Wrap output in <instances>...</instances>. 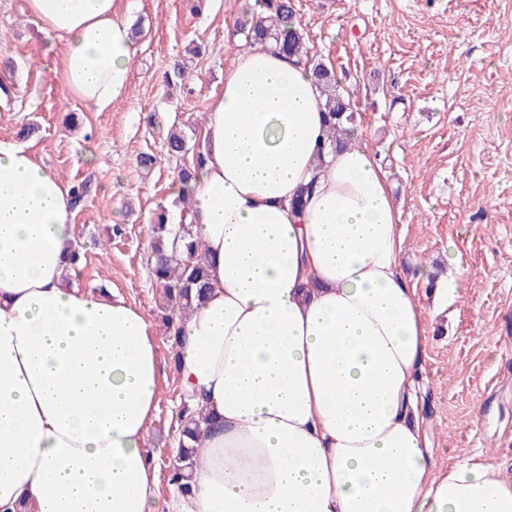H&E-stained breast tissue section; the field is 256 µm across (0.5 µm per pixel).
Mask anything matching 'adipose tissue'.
Wrapping results in <instances>:
<instances>
[{
    "instance_id": "obj_1",
    "label": "adipose tissue",
    "mask_w": 512,
    "mask_h": 512,
    "mask_svg": "<svg viewBox=\"0 0 512 512\" xmlns=\"http://www.w3.org/2000/svg\"><path fill=\"white\" fill-rule=\"evenodd\" d=\"M115 0H26L69 95L106 108L134 54ZM298 57L237 51L203 121L191 218L211 264L179 376L212 420L178 512H512V478L437 465L418 413L427 324L375 152L327 141ZM316 189L301 212L291 200ZM71 187L0 139V512H160L145 453L149 317L73 286Z\"/></svg>"
}]
</instances>
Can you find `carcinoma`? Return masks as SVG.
<instances>
[{"label":"carcinoma","mask_w":512,"mask_h":512,"mask_svg":"<svg viewBox=\"0 0 512 512\" xmlns=\"http://www.w3.org/2000/svg\"><path fill=\"white\" fill-rule=\"evenodd\" d=\"M236 28L243 35L242 47L263 45L272 40L279 49L290 56H305V64L311 68L325 94L324 119L328 128V146L343 148L350 143V128L356 125L350 98L338 87L335 76L321 62L315 61L305 46V36L297 21L292 0H254L236 20ZM167 152L177 159L192 155L191 163L183 164L177 169V177L186 183L193 178L196 169L204 162L203 147L191 150L184 136L174 130L166 137ZM192 225L179 224L177 228L169 227L164 215L158 216L153 225V240L149 255L151 275L156 284L162 288L166 313L162 316L163 335L179 342L183 336L180 320L192 306L193 300L202 296L209 288L208 266L205 252L200 241L191 234ZM177 234L186 243V258L178 259L168 254L164 248L165 239ZM192 396H186L179 416V437L177 441L176 460L169 473V484L181 493L189 490L186 483V471L192 465L196 449L202 447L200 423L203 414L192 410Z\"/></svg>","instance_id":"1"}]
</instances>
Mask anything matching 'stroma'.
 I'll use <instances>...</instances> for the list:
<instances>
[{
  "mask_svg": "<svg viewBox=\"0 0 512 512\" xmlns=\"http://www.w3.org/2000/svg\"><path fill=\"white\" fill-rule=\"evenodd\" d=\"M312 53L349 94L363 141L381 158L404 237L402 268L429 322L420 412L437 463L464 456L512 474V0H293ZM139 24L124 95L99 111L61 85L57 45L24 0H0V138L25 142L68 183L90 181L75 210L85 259L75 282L116 293L153 321L161 290L147 258L157 212L180 221L169 129L201 144L224 87L238 0H117ZM186 67L184 79L174 70ZM77 121H67V114ZM152 157L141 166V157ZM457 283L442 304L420 276ZM165 381L147 455L170 501L167 451L180 379L158 336Z\"/></svg>",
  "mask_w": 512,
  "mask_h": 512,
  "instance_id": "1",
  "label": "stroma"
}]
</instances>
